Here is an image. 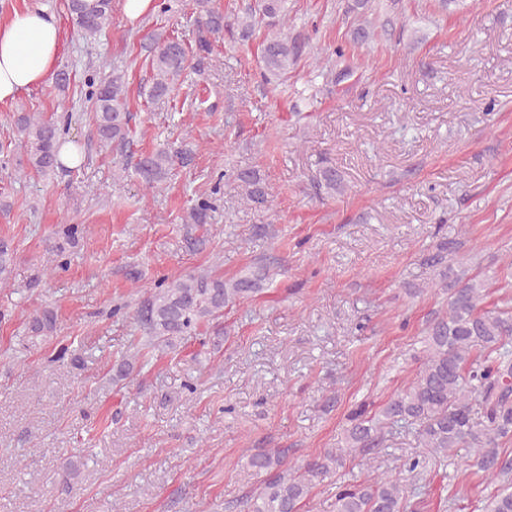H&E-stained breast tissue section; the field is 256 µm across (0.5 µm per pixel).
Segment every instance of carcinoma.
Wrapping results in <instances>:
<instances>
[{"mask_svg":"<svg viewBox=\"0 0 512 512\" xmlns=\"http://www.w3.org/2000/svg\"><path fill=\"white\" fill-rule=\"evenodd\" d=\"M343 15L351 18L344 39L323 48L318 59L323 74L336 75L341 82L352 75L345 67L333 73L334 65L352 57L374 37L368 20L372 0H342ZM197 34L194 42L199 54L209 53L211 38L224 30L226 15L211 0H196ZM73 24L84 38L100 35L112 24V0H67ZM263 30L260 57L269 75L283 78L294 69L306 49V42L288 36V0H256L242 20L247 33ZM151 81L148 99L167 100L176 81L186 69L189 47L164 31L151 36ZM88 97L93 101V119L102 142L123 151L129 143L133 115L127 104L123 75L88 79ZM69 116L45 118L35 112H20L16 126L23 138L27 165L49 176L62 166L59 150ZM193 150L158 148L135 164V172L149 188L168 178L178 166L187 165ZM232 179L250 205L259 208L268 203L264 180L254 169L239 170ZM343 180L334 169H326L321 186L333 195ZM212 204L198 198L188 208L185 223L206 224ZM13 247L0 239V288L7 286L11 273ZM457 254V244L445 241L436 252L425 257L432 267ZM448 293L446 309L425 330V356L413 381L391 397L377 413L368 406H357L349 416L344 444L309 459L297 471L288 472V460L279 448L262 450L247 456L246 467L263 476L261 486L242 498L244 512H300L313 481L329 475L347 456L365 459L381 442L384 432L398 425H418V436L436 457L467 451L472 466L486 480L497 483L512 473V456L502 450L512 440V310L491 311L480 308L486 280L463 268L453 283L448 269L439 271ZM273 274L264 265L229 281L207 272L164 278L150 289L140 302L135 320L144 336L132 354L146 359L156 351L173 345L176 339L196 334L201 324L219 319L224 309L244 302L272 283ZM55 318L48 312L32 315L31 331L51 332ZM478 405L480 418L473 417ZM61 477L69 485L80 476L79 463L70 456L60 466ZM411 489L389 478L370 483L347 484L336 491V512H408ZM484 512H512V481L499 484L487 498Z\"/></svg>","mask_w":512,"mask_h":512,"instance_id":"1","label":"carcinoma"}]
</instances>
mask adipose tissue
<instances>
[{
    "instance_id": "ef3b65f1",
    "label": "adipose tissue",
    "mask_w": 512,
    "mask_h": 512,
    "mask_svg": "<svg viewBox=\"0 0 512 512\" xmlns=\"http://www.w3.org/2000/svg\"><path fill=\"white\" fill-rule=\"evenodd\" d=\"M64 43L57 18L28 8L0 19V103L44 85L55 74Z\"/></svg>"
}]
</instances>
